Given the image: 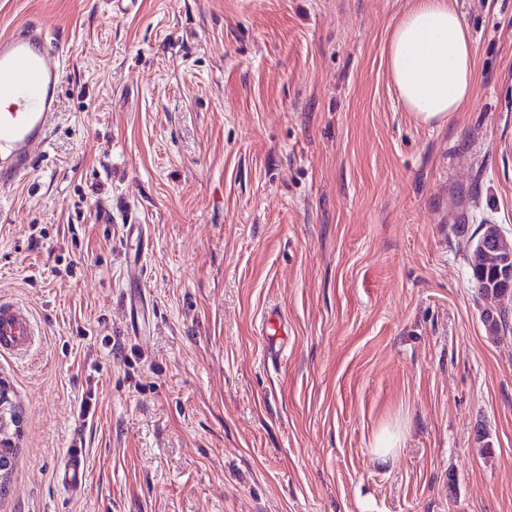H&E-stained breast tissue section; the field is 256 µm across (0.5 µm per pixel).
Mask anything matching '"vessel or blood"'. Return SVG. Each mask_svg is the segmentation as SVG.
Here are the masks:
<instances>
[{
	"instance_id": "1",
	"label": "vessel or blood",
	"mask_w": 512,
	"mask_h": 512,
	"mask_svg": "<svg viewBox=\"0 0 512 512\" xmlns=\"http://www.w3.org/2000/svg\"><path fill=\"white\" fill-rule=\"evenodd\" d=\"M60 46V39L50 38L47 28L36 21L20 22L0 35V99L14 104L12 111L0 113V202L31 177L38 159L48 151L59 118L64 69ZM125 250L129 258L125 307L131 310L143 304L148 274L144 225H128ZM36 336V322L28 308L1 300L0 355H26ZM87 476L84 449L78 445L68 448L56 470L57 482L77 493Z\"/></svg>"
}]
</instances>
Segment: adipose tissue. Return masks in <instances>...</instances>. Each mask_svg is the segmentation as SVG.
<instances>
[{
  "instance_id": "adipose-tissue-1",
  "label": "adipose tissue",
  "mask_w": 512,
  "mask_h": 512,
  "mask_svg": "<svg viewBox=\"0 0 512 512\" xmlns=\"http://www.w3.org/2000/svg\"><path fill=\"white\" fill-rule=\"evenodd\" d=\"M386 70L406 109L444 121L471 102L477 50L453 0H411L387 39Z\"/></svg>"
}]
</instances>
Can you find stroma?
Here are the masks:
<instances>
[{
  "instance_id": "35a3bbf8",
  "label": "stroma",
  "mask_w": 512,
  "mask_h": 512,
  "mask_svg": "<svg viewBox=\"0 0 512 512\" xmlns=\"http://www.w3.org/2000/svg\"><path fill=\"white\" fill-rule=\"evenodd\" d=\"M409 4L0 0V34L34 18L66 58L0 214V298L39 328L0 356V512H512V334L488 338L465 255L482 224L512 243V0H457L480 78L443 124L387 79ZM129 221L151 237L137 336ZM75 442L77 496L54 478ZM264 336H267V353L270 356H277L282 350V345L277 348V339L275 336H279L281 333V318L274 310L267 313L264 317Z\"/></svg>"
}]
</instances>
